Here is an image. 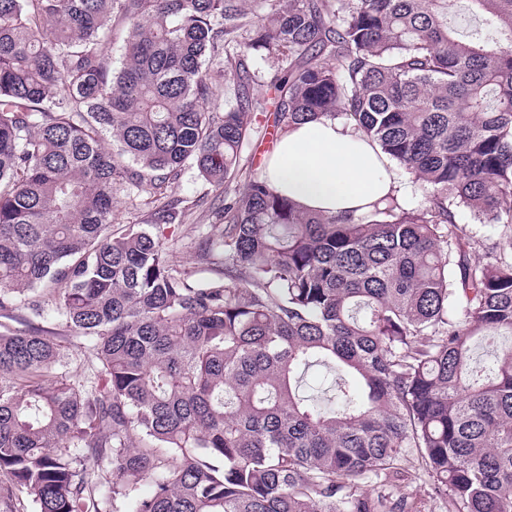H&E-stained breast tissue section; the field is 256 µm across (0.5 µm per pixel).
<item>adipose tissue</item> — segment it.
<instances>
[{
	"instance_id": "adipose-tissue-1",
	"label": "adipose tissue",
	"mask_w": 512,
	"mask_h": 512,
	"mask_svg": "<svg viewBox=\"0 0 512 512\" xmlns=\"http://www.w3.org/2000/svg\"><path fill=\"white\" fill-rule=\"evenodd\" d=\"M266 172L280 194L329 215L368 211L397 187L392 164L380 148L332 119L289 130L276 143Z\"/></svg>"
}]
</instances>
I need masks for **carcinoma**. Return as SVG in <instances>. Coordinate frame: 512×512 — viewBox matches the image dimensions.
<instances>
[{
	"mask_svg": "<svg viewBox=\"0 0 512 512\" xmlns=\"http://www.w3.org/2000/svg\"><path fill=\"white\" fill-rule=\"evenodd\" d=\"M337 2L0 0V318L27 313L0 331V512H410L417 470L444 512H512V253L456 225L512 249V0H464L467 32L450 0ZM232 43L281 57L277 132L343 118L426 201L306 213L240 168L264 108L216 104ZM188 166L218 204L187 268L181 201L112 224ZM315 365L334 407L301 393ZM115 207V224L113 229H117L124 224H145L150 214L157 209L164 200L155 201L144 196L136 200L134 206L122 194L117 199ZM456 222L459 231L463 235L484 240L487 246L490 247V251L491 247L495 248L499 243L502 246L506 241L503 239L502 230L498 225L480 224L468 210H459L456 215ZM62 344L65 348V358L64 361L67 364L66 370L70 372V374H82L88 373L91 367L90 359L88 358L89 353L84 347H81L77 341L69 342L67 339H61Z\"/></svg>",
	"mask_w": 512,
	"mask_h": 512,
	"instance_id": "obj_1",
	"label": "carcinoma"
}]
</instances>
